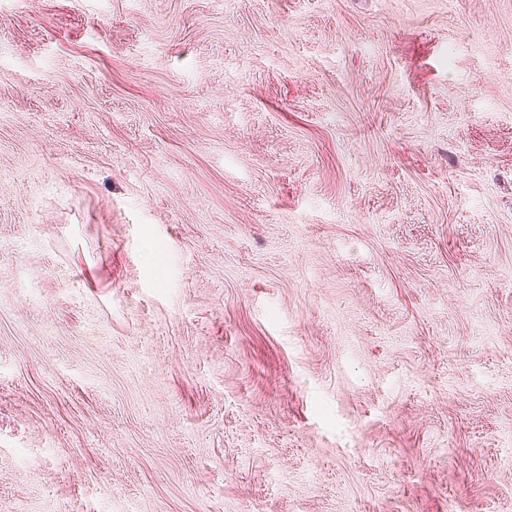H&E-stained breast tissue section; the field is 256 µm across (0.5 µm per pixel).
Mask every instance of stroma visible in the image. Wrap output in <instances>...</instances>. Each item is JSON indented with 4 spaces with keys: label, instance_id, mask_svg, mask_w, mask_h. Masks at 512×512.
<instances>
[{
    "label": "stroma",
    "instance_id": "35a3bbf8",
    "mask_svg": "<svg viewBox=\"0 0 512 512\" xmlns=\"http://www.w3.org/2000/svg\"><path fill=\"white\" fill-rule=\"evenodd\" d=\"M0 512H512V0H0Z\"/></svg>",
    "mask_w": 512,
    "mask_h": 512
}]
</instances>
